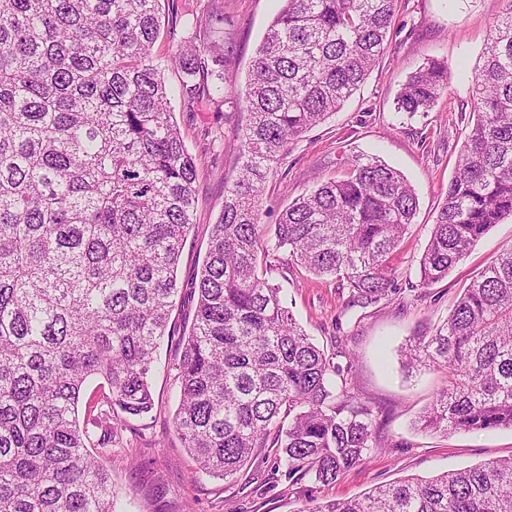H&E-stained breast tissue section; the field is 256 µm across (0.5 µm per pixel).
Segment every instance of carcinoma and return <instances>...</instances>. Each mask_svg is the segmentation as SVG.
Wrapping results in <instances>:
<instances>
[{
	"mask_svg": "<svg viewBox=\"0 0 512 512\" xmlns=\"http://www.w3.org/2000/svg\"><path fill=\"white\" fill-rule=\"evenodd\" d=\"M397 0H283L250 71L241 166L224 187L195 286V322L174 365V429L197 478L234 476L259 448L273 473L336 482L382 447L350 391L354 361L317 346L266 271L286 263L335 281L350 308L396 291L393 254L418 199L374 156L260 222L264 183L288 145L339 111L383 55ZM199 16L167 63L206 80L189 102L228 99L225 53L196 44ZM159 0H0V512H119L80 427L93 378L113 427L154 409L151 375L178 294L197 203L196 164L153 56ZM427 61L395 103L409 118L448 89ZM454 175L419 259V288L446 277L512 217V0L472 74ZM347 359L346 365L335 359ZM412 375L444 382L424 431L512 428V244L463 289L434 333L401 350ZM316 512H512V458L410 477Z\"/></svg>",
	"mask_w": 512,
	"mask_h": 512,
	"instance_id": "1",
	"label": "carcinoma"
}]
</instances>
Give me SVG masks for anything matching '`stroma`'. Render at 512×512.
<instances>
[{
    "label": "stroma",
    "mask_w": 512,
    "mask_h": 512,
    "mask_svg": "<svg viewBox=\"0 0 512 512\" xmlns=\"http://www.w3.org/2000/svg\"><path fill=\"white\" fill-rule=\"evenodd\" d=\"M160 4L161 31L154 54L162 60L171 52V30L181 15L225 14L232 29L229 92L244 96L251 61L280 0H160ZM502 9V0H398L385 52L361 88L341 111L293 141L266 180L262 216L266 224L275 223L294 198L339 176L343 159L353 154L377 155L400 170L418 198L412 233L391 260L399 288L387 300L351 309L347 291L302 267L286 266L270 274L273 280H287V306L315 342L328 346L338 339L352 353L351 388L372 409L385 442L329 485L282 475L273 487H264L272 461L262 452L233 477L196 480L195 462L173 430L177 387L172 366L180 339L193 322L194 285L211 228L224 205V188L237 176L238 132L248 122L241 106L173 100L185 147L196 162L199 196L177 269L179 293L169 338L152 377L154 409L145 419L129 421L106 461L125 512H313L324 502L359 496L405 477H431L512 457V429L448 434L416 430L414 422L432 402L441 375L436 371L406 375L399 356L410 336L441 323L472 277L503 245L512 244L508 218L482 237L446 279L428 288L415 285L418 260L464 138L466 123L459 110L471 95L472 73ZM431 58L448 62L447 91L427 115H398L394 100L408 75Z\"/></svg>",
    "instance_id": "35a3bbf8"
}]
</instances>
